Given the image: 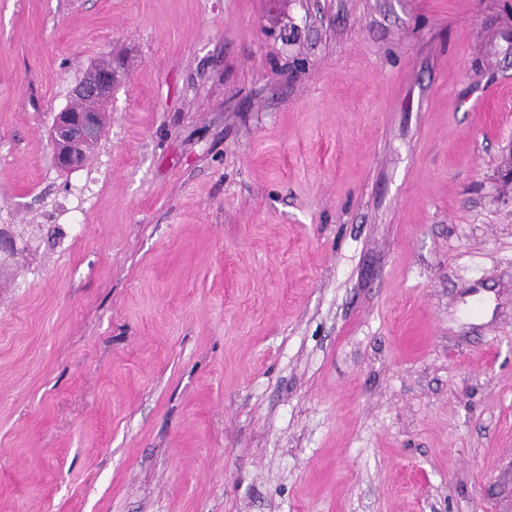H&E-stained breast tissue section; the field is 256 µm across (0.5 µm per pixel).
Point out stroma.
I'll return each mask as SVG.
<instances>
[{
  "mask_svg": "<svg viewBox=\"0 0 512 512\" xmlns=\"http://www.w3.org/2000/svg\"><path fill=\"white\" fill-rule=\"evenodd\" d=\"M511 158L512 0H0V512H512ZM113 84L112 69L102 73L96 81L78 84L72 94L91 99L78 101L74 105L77 112L62 110L56 114L52 126V143L59 168L71 169L80 164V156L70 152L72 142L78 140L92 144L101 140L102 131L98 125L96 112L99 114L104 130L106 113L103 108L104 104L99 101H107L112 98ZM82 142H77L73 150L76 153H86V161H88L95 149L85 148Z\"/></svg>",
  "mask_w": 512,
  "mask_h": 512,
  "instance_id": "stroma-1",
  "label": "stroma"
}]
</instances>
